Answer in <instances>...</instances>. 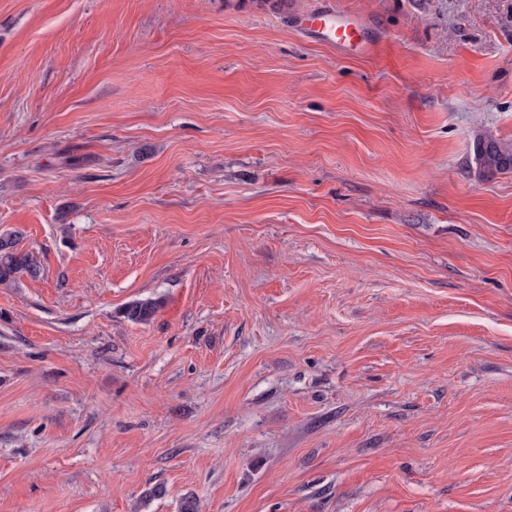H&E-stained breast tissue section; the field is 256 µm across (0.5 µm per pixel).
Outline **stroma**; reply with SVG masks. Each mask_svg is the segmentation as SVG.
<instances>
[{
	"label": "stroma",
	"mask_w": 512,
	"mask_h": 512,
	"mask_svg": "<svg viewBox=\"0 0 512 512\" xmlns=\"http://www.w3.org/2000/svg\"><path fill=\"white\" fill-rule=\"evenodd\" d=\"M480 133L512 0H0V512H512ZM305 19L310 31L340 49L368 45L367 23L358 16L330 8L305 15ZM37 278L40 265L29 252L17 248V238L12 232L0 234V284L14 282L18 275ZM158 308V302L152 299L138 300L127 304L122 310V315L132 323L148 324L153 320Z\"/></svg>",
	"instance_id": "35a3bbf8"
}]
</instances>
